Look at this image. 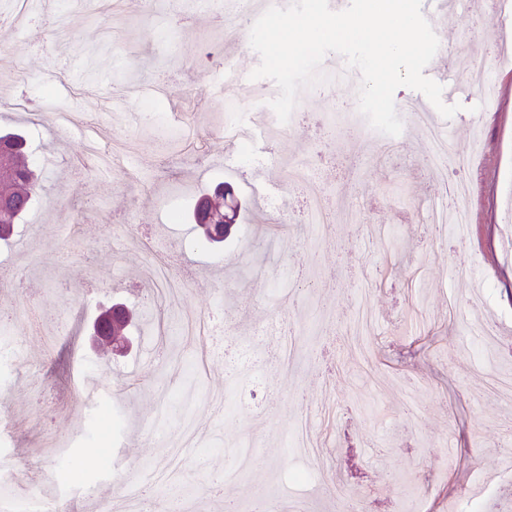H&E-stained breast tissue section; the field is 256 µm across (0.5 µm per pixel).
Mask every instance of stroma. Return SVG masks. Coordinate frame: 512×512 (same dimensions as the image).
<instances>
[{"instance_id": "1", "label": "stroma", "mask_w": 512, "mask_h": 512, "mask_svg": "<svg viewBox=\"0 0 512 512\" xmlns=\"http://www.w3.org/2000/svg\"><path fill=\"white\" fill-rule=\"evenodd\" d=\"M68 15L63 39L47 24L0 26L13 73L0 80V130L22 132L40 162L41 190L13 238L0 243V482L26 512L61 501L67 512L120 507L124 489L175 491L192 512H254L307 501L309 512H494L499 499L475 494L474 477L497 483L496 459L512 410L488 395L486 370L512 374V66L497 60L503 30L489 0L462 13L464 30L442 21L438 66L500 83L495 107L461 98L452 118L429 110L403 116L397 144L365 138L358 111L361 75L326 56L330 83L301 90V108L271 161L237 164L224 124L267 111L249 78L260 63L249 42L221 34L209 7L182 27L170 0H124L114 21L92 5L47 0ZM30 108L20 111L13 101ZM43 112L86 113L83 130L61 135ZM441 128L469 184L468 232L436 235L422 207L440 201L427 167L426 126ZM87 140L126 147L128 161L99 171ZM303 159L334 207L321 247L304 231L303 196L282 189L280 164ZM231 186L243 210L220 250L197 245L193 224L170 223L194 192ZM271 256L262 283L224 279L227 268ZM161 261L185 280L170 305L182 362L159 352L157 324H140L121 351L89 341L100 308L113 302L152 311L142 269ZM208 287L201 288L197 279ZM368 301L375 318L355 331ZM213 317L214 336L190 338L181 315ZM49 318L54 341L22 328ZM500 325L491 356L472 326ZM326 447L302 458L292 447L297 419ZM57 439L81 462L63 474L39 444ZM337 469L336 498L320 472ZM409 474L405 498L391 477Z\"/></svg>"}]
</instances>
